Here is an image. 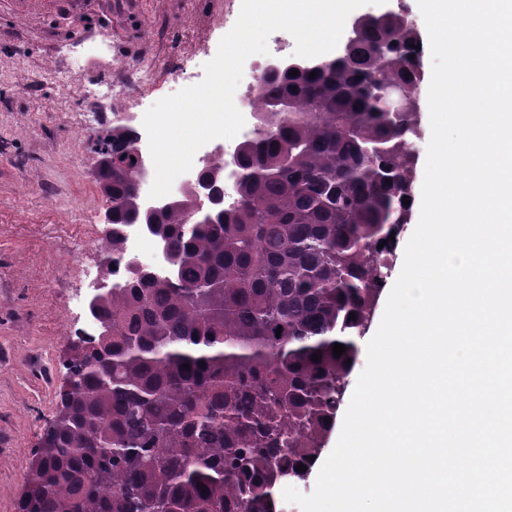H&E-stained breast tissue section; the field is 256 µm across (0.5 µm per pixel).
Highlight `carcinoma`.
I'll use <instances>...</instances> for the list:
<instances>
[{
	"label": "carcinoma",
	"mask_w": 512,
	"mask_h": 512,
	"mask_svg": "<svg viewBox=\"0 0 512 512\" xmlns=\"http://www.w3.org/2000/svg\"><path fill=\"white\" fill-rule=\"evenodd\" d=\"M412 43L405 14L364 15L335 56L268 71L237 205L197 223L188 195L153 218L178 282L112 289L99 307L111 335L69 345L66 415L16 512H276L277 487L307 476L295 467L325 446L387 283L381 251L410 217L424 77ZM135 138L96 142L116 224L137 205Z\"/></svg>",
	"instance_id": "obj_1"
}]
</instances>
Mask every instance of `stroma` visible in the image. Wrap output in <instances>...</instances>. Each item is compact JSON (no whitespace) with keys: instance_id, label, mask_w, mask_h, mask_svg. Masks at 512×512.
Here are the masks:
<instances>
[{"instance_id":"1","label":"stroma","mask_w":512,"mask_h":512,"mask_svg":"<svg viewBox=\"0 0 512 512\" xmlns=\"http://www.w3.org/2000/svg\"><path fill=\"white\" fill-rule=\"evenodd\" d=\"M231 0H0V512H16L28 470L57 412L68 343L83 327L72 296L99 264L105 199L92 166L94 135L113 115H144L203 79L235 25ZM80 58L60 87L53 71ZM146 62L138 98L97 117L83 92L111 84L121 64ZM82 117V128L73 120Z\"/></svg>"}]
</instances>
